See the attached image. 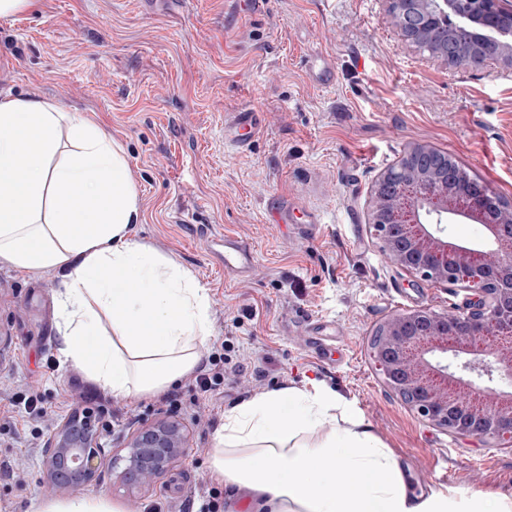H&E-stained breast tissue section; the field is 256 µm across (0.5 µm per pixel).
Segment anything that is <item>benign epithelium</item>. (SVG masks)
<instances>
[{
  "instance_id": "benign-epithelium-1",
  "label": "benign epithelium",
  "mask_w": 512,
  "mask_h": 512,
  "mask_svg": "<svg viewBox=\"0 0 512 512\" xmlns=\"http://www.w3.org/2000/svg\"><path fill=\"white\" fill-rule=\"evenodd\" d=\"M390 0L401 35L448 64L468 69L500 60L512 66V9L490 0ZM371 226L392 262L424 280L460 284L471 293L462 314L420 309L385 320L374 359L387 386L418 416L459 436L512 444V206L464 176L448 155L410 147L376 179ZM480 224L493 248L448 239L446 224ZM188 448L184 425L160 419L127 438L130 488L167 471ZM102 436L72 415L47 438L44 465L56 489L90 484L103 466Z\"/></svg>"
}]
</instances>
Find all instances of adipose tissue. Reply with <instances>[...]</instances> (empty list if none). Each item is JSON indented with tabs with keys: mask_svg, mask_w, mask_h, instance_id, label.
<instances>
[{
	"mask_svg": "<svg viewBox=\"0 0 512 512\" xmlns=\"http://www.w3.org/2000/svg\"><path fill=\"white\" fill-rule=\"evenodd\" d=\"M139 218L125 149L93 115L37 96L0 98V264L29 276L64 271L60 358L122 400L160 395L191 372L210 329L206 288L138 242ZM210 469L252 512H512L511 495H414L403 463L354 405L319 384L226 411ZM34 512L124 510L100 492Z\"/></svg>",
	"mask_w": 512,
	"mask_h": 512,
	"instance_id": "obj_1",
	"label": "adipose tissue"
}]
</instances>
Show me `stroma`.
<instances>
[{"label":"stroma","instance_id":"35a3bbf8","mask_svg":"<svg viewBox=\"0 0 512 512\" xmlns=\"http://www.w3.org/2000/svg\"><path fill=\"white\" fill-rule=\"evenodd\" d=\"M316 55L334 60L333 82L310 75ZM0 92L93 113L124 146L136 238L207 288L206 349L226 358L210 399L190 374L174 407L109 398L59 361L64 272L0 266V512L60 498L44 479V443L87 407L109 454L143 424L182 422L186 454L150 485L127 488L107 464L91 489L125 512H192V498L215 486L210 452L225 411L310 381L355 403L414 492L512 494V446L440 430L385 384L370 348L379 324L418 309L462 313L469 294L390 262L369 224L376 177L418 143L512 204V70L448 68L401 36L388 0H37L0 18ZM253 107L260 132L245 149L229 146L225 125ZM282 207L291 219L278 224ZM218 232L251 247L250 272L225 274ZM33 392L39 421L15 404Z\"/></svg>","mask_w":512,"mask_h":512}]
</instances>
